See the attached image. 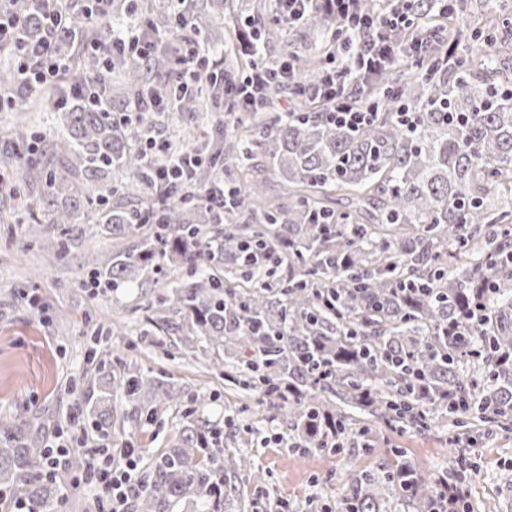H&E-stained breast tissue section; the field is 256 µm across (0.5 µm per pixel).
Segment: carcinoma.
<instances>
[{
  "label": "carcinoma",
  "instance_id": "carcinoma-1",
  "mask_svg": "<svg viewBox=\"0 0 512 512\" xmlns=\"http://www.w3.org/2000/svg\"><path fill=\"white\" fill-rule=\"evenodd\" d=\"M434 11L433 0L408 5L414 18H433L440 27L443 17ZM190 20L200 37L224 21V0H209ZM87 31L86 13L68 12L57 51L70 55L73 33ZM466 41L479 61L467 54L448 56L446 65L434 57L413 61L410 67L425 69L417 81H402L392 69L379 72L373 78L378 114L357 130L330 123L300 96L291 115L263 118L287 90L269 82L263 108L237 120L214 164L195 169L194 190L220 181V160L262 156L287 182L304 186L302 195L286 209H267L263 185L241 179L233 185L240 202L224 217L174 196L159 205L161 223L148 230L140 221L154 203L151 169L165 160L149 164L112 109L158 93L152 79L174 72L172 56L160 49L145 66L74 56L66 86L95 81L102 107L77 98L53 135L54 152L24 171L25 185L36 191L24 206L34 208V223L47 225L39 250L60 257L82 239V225L93 224L112 240L92 267L94 282H136L148 271L167 279L160 306H148L143 335L158 330L224 350L228 358L214 361L224 380L263 396L266 420L286 424L290 448L318 450L326 441L339 453L368 443L372 429L357 426L349 407L410 428L440 417L457 427L474 418L512 420V94L494 92L512 85V17L472 28ZM115 68L126 81L119 100L112 97ZM403 102L422 109L413 134L397 119ZM208 110L202 95L176 107ZM328 189L348 193L347 211L322 205ZM244 209L260 221L240 222ZM133 237L138 243H128ZM264 245L281 251L262 269L254 255ZM183 267L194 270L193 279L174 275ZM486 276L493 281L483 296L487 318L471 323L464 312ZM409 283L425 293L402 292ZM331 294L334 312L325 305ZM453 319L459 335H443ZM467 361L478 370L464 375L459 367ZM280 386L288 387L286 401L273 395ZM125 395L139 420L153 424L183 393L134 371ZM107 400L85 401L97 429L112 423ZM246 444L235 431L223 437L187 422L171 447L151 455L134 512H175L183 501L190 512H229L237 498L232 478L248 469L249 459L228 448ZM45 453L41 436L0 417V487L51 512L84 459L72 453L65 470L49 473ZM394 456L380 473L346 477L340 512H387L395 499L413 512L441 509L438 486L403 451Z\"/></svg>",
  "mask_w": 512,
  "mask_h": 512
}]
</instances>
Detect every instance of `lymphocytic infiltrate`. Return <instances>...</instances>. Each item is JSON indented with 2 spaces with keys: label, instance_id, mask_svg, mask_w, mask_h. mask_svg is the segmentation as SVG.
Wrapping results in <instances>:
<instances>
[{
  "label": "lymphocytic infiltrate",
  "instance_id": "obj_1",
  "mask_svg": "<svg viewBox=\"0 0 512 512\" xmlns=\"http://www.w3.org/2000/svg\"><path fill=\"white\" fill-rule=\"evenodd\" d=\"M317 1L334 16L337 31L345 33L355 71L370 74L394 65L398 54L394 36L405 23L403 12L393 9L368 20L358 13L357 0H277L279 8L275 20L285 26L296 24L309 17L310 8ZM11 2L0 0V42L11 43L15 49L19 74L16 95L36 97L51 86L68 65L67 58L53 50L55 33L64 23V13L58 6L59 0H32L41 16L44 36L31 41L26 35L28 17L15 14L10 8ZM151 29L148 22L133 25L108 42L93 43L92 48L109 56L126 55L144 62L155 50V44L149 38ZM176 63L178 69L173 95L194 94L201 79L205 78L220 85L232 112L248 111L259 102L265 84L273 80L288 83L299 95L320 100L328 120L336 125L361 127L374 119L378 108L377 103L361 104L354 100L349 84L333 71L326 72L314 84L294 80L287 66L272 68L257 64L247 75L230 81L223 70L217 69L208 55L194 45L179 55ZM134 134L146 155L167 158L165 167L155 172V183L176 184L183 192H190L187 174L191 167L201 164V157L194 150L175 148L169 142L156 139L152 131L143 125H136ZM111 444V436L106 432L91 439L86 447V473L99 476L108 512H129L139 484L136 470L143 451L128 443L115 453Z\"/></svg>",
  "mask_w": 512,
  "mask_h": 512
}]
</instances>
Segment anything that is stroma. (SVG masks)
Instances as JSON below:
<instances>
[{
    "instance_id": "obj_1",
    "label": "stroma",
    "mask_w": 512,
    "mask_h": 512,
    "mask_svg": "<svg viewBox=\"0 0 512 512\" xmlns=\"http://www.w3.org/2000/svg\"><path fill=\"white\" fill-rule=\"evenodd\" d=\"M273 0H226L224 23L209 32L210 58L225 71L243 75L251 58L239 47L247 26L257 25L260 62L275 65L287 55L306 56L328 51L326 69L338 70L347 59L335 50L329 33L308 25L281 26L273 19ZM219 113L201 112L191 120L158 127L156 136L178 146L209 147L220 136ZM11 193L0 192V415L25 419L39 417L49 432L71 433L69 413L89 388L104 387L114 410L110 428L113 448L137 439L147 453L170 447L186 419H199L209 427L255 430L244 453L252 469L262 471L271 492L289 506V512H307L311 499H319L330 512L337 507L338 486L350 471L381 470L393 449H403L408 460L430 476L450 477L460 459L476 472L468 486L470 500L481 512L491 503L495 512H512V424L476 423L467 434L453 435L446 422L427 430L401 429L378 424L373 451L347 449L336 455L302 452L270 437L284 433L276 423L264 422L266 405L260 394L241 395L225 385L212 367V353L186 348L177 338L155 333L142 336L148 302L157 301L161 284L141 279L118 288L89 285V261L94 253L110 249L109 239L87 236L62 257L51 260L38 251L41 225L32 223L18 200L21 180H13ZM37 295L44 315L25 302ZM161 376L180 389V404L169 407L156 425L140 427L125 399L123 383L130 369ZM205 397L195 408L189 397Z\"/></svg>"
}]
</instances>
